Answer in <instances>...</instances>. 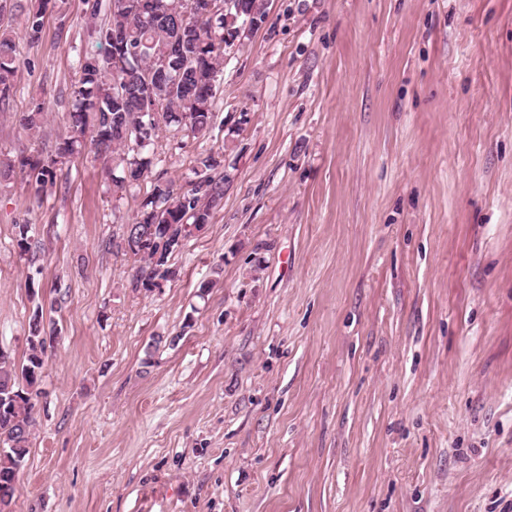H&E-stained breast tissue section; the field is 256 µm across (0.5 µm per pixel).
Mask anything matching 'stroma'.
I'll return each instance as SVG.
<instances>
[{
  "label": "stroma",
  "mask_w": 512,
  "mask_h": 512,
  "mask_svg": "<svg viewBox=\"0 0 512 512\" xmlns=\"http://www.w3.org/2000/svg\"><path fill=\"white\" fill-rule=\"evenodd\" d=\"M92 3L0 14V348L58 336L11 512H512V0H269L209 135L155 141L177 186L230 179L150 293L148 185L22 165L69 135ZM16 44L9 35L0 36V103L6 102L14 88ZM180 251L175 250V246L172 249H168V247H164V251L161 254L158 262L154 261V254L145 252L143 255H139L137 252H131L134 256H139V266L137 267L136 273L133 276L132 280V288H150L146 290H150L148 292H153L156 289H160L163 287L166 281L175 277L176 271L171 266V258ZM161 270H163L161 272ZM157 278H163L165 280H161ZM156 288H152L157 286Z\"/></svg>",
  "instance_id": "obj_1"
}]
</instances>
